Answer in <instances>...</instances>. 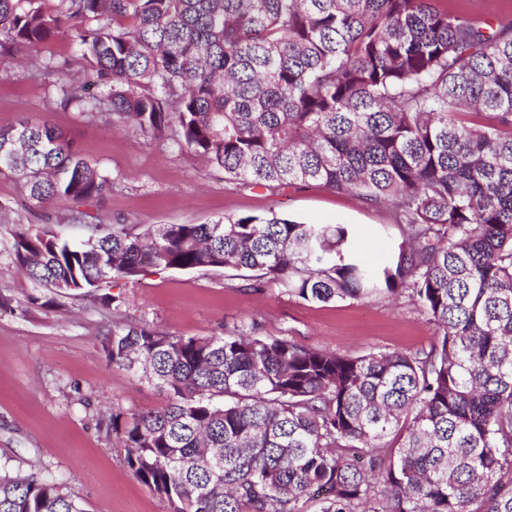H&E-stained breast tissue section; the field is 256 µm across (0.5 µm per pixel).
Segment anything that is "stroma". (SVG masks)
I'll return each instance as SVG.
<instances>
[{"instance_id": "35a3bbf8", "label": "stroma", "mask_w": 512, "mask_h": 512, "mask_svg": "<svg viewBox=\"0 0 512 512\" xmlns=\"http://www.w3.org/2000/svg\"><path fill=\"white\" fill-rule=\"evenodd\" d=\"M60 90L42 66L19 55L0 71V128L46 120L62 129L78 152L112 179V192L87 204L97 221L133 233L162 224H203L270 213L305 224H343L354 251L373 259L390 253L401 228L386 209L311 182L279 193L230 179L206 157L170 140L116 128L109 115L62 107ZM69 203L35 207L13 180L0 177V462L21 474L55 479L87 512H169L138 481L125 461L111 415L162 408L164 391L138 374L112 367L103 335L113 323L146 325L173 336H215L240 331L286 336L328 351H413L429 347L435 331L407 298L313 303L279 282L254 288L244 271L220 268L150 272L112 285L115 306L81 293L53 297L15 273L10 224L49 230L72 244L88 229L67 221ZM41 297L28 306V296ZM53 307H46V300Z\"/></svg>"}]
</instances>
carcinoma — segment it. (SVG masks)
Segmentation results:
<instances>
[{
	"label": "carcinoma",
	"mask_w": 512,
	"mask_h": 512,
	"mask_svg": "<svg viewBox=\"0 0 512 512\" xmlns=\"http://www.w3.org/2000/svg\"><path fill=\"white\" fill-rule=\"evenodd\" d=\"M55 2L0 0L1 69L67 39L104 92L61 83L63 107L104 109L272 192L320 182L406 234L368 261L344 226L275 213L142 235L89 223L80 245L19 223L16 268L59 296L147 265L247 270L313 303L404 294L437 333L350 356L116 325L112 366L169 396L112 417L133 475L169 512H512V22L440 0ZM0 176L39 206L112 192L48 121L0 128ZM0 512L87 510L1 463Z\"/></svg>",
	"instance_id": "cac0c4a2"
}]
</instances>
